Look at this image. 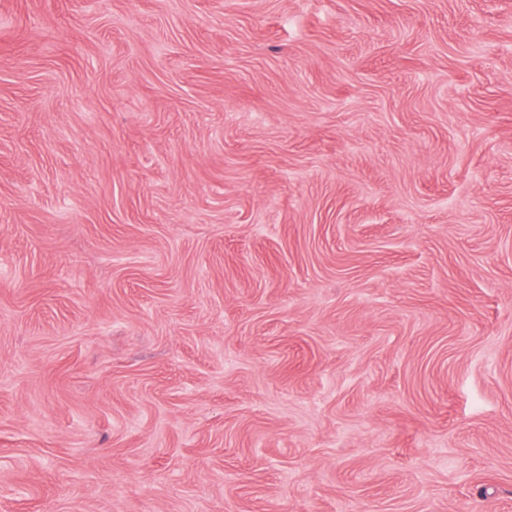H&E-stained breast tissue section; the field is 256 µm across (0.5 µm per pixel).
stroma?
<instances>
[{"instance_id":"stroma-1","label":"stroma","mask_w":512,"mask_h":512,"mask_svg":"<svg viewBox=\"0 0 512 512\" xmlns=\"http://www.w3.org/2000/svg\"><path fill=\"white\" fill-rule=\"evenodd\" d=\"M0 512H512V0H0Z\"/></svg>"}]
</instances>
